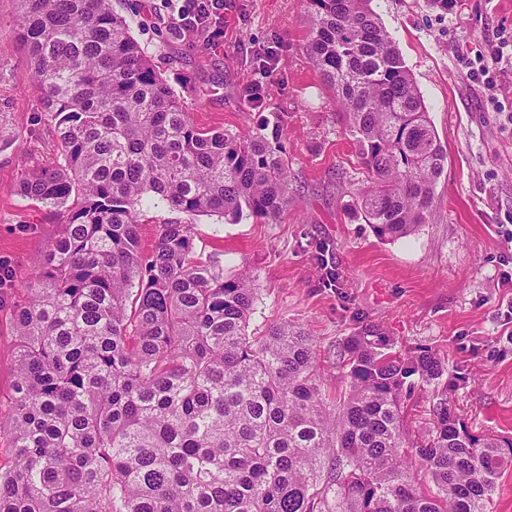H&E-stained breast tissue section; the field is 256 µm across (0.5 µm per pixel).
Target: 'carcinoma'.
I'll return each instance as SVG.
<instances>
[{"mask_svg":"<svg viewBox=\"0 0 512 512\" xmlns=\"http://www.w3.org/2000/svg\"><path fill=\"white\" fill-rule=\"evenodd\" d=\"M370 3L307 0L306 53L365 170L357 204L394 241L430 223L448 154ZM17 23L58 148L20 191L62 230L13 311L0 512H487L512 437L469 430L447 360L362 328L329 403L303 328L249 335L255 279L196 255L194 216L288 210L280 143L199 128L111 0H19ZM161 205L185 220L146 254ZM147 224H141V245L146 253L150 252L155 244L159 224H164L175 218H183V215L171 213L167 208L152 209L145 217Z\"/></svg>","mask_w":512,"mask_h":512,"instance_id":"carcinoma-1","label":"carcinoma"}]
</instances>
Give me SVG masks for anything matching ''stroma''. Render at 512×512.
I'll list each match as a JSON object with an SVG mask.
<instances>
[{"instance_id": "stroma-1", "label": "stroma", "mask_w": 512, "mask_h": 512, "mask_svg": "<svg viewBox=\"0 0 512 512\" xmlns=\"http://www.w3.org/2000/svg\"><path fill=\"white\" fill-rule=\"evenodd\" d=\"M372 7L448 152L431 222L395 241L375 235L352 195L364 173L305 52L304 0H224L223 18L205 35L174 32L166 0H112L199 127L281 135L292 202L279 223L193 220L197 253L218 260L225 275L246 270L256 280L249 333L299 323L330 401L344 388L336 346L354 330L373 327L398 348L431 349L465 378L451 401L469 428L512 436V288L499 285L512 263V65L502 64L492 91L467 74L468 64L512 42V0H457L446 13L425 0ZM16 19V0H0V259L13 267L0 286L4 419L16 376L11 314L25 300L19 285L61 229L18 192L24 174L57 149Z\"/></svg>"}]
</instances>
